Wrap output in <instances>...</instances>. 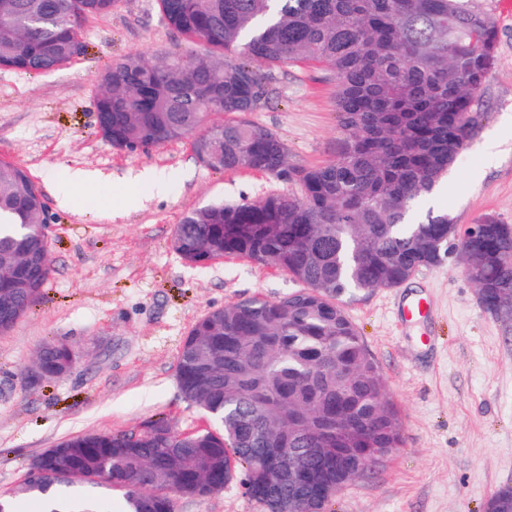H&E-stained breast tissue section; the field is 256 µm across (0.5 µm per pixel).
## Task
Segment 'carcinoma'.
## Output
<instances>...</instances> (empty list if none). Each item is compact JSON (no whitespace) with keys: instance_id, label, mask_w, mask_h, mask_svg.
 <instances>
[{"instance_id":"cac0c4a2","label":"carcinoma","mask_w":512,"mask_h":512,"mask_svg":"<svg viewBox=\"0 0 512 512\" xmlns=\"http://www.w3.org/2000/svg\"><path fill=\"white\" fill-rule=\"evenodd\" d=\"M120 0H0V66L38 75L83 54L82 25ZM186 40L152 60L130 53L96 77V128L113 148L147 151L191 138L215 171L262 172L292 185L251 202L212 201L184 213L173 248L187 263L235 256L275 266L304 284L276 301L253 296L213 309L180 347L183 398L215 424L181 433L164 418L141 433L82 434L0 498L42 512H107L114 491L128 512L148 501L175 512L174 495L205 496L251 479L265 448L301 468L324 454L356 471L336 430L367 436L393 455L403 424L347 314L395 288L460 243L475 283L512 290V232L474 235L448 212L418 207L448 176L482 126L478 100L497 64V26L471 0H157ZM306 63L336 79L339 137L332 159L288 162V147L249 115L268 102L271 71ZM208 115L214 120H205ZM45 195L0 159V334L37 302L51 268ZM24 267V281L12 279ZM69 355L37 353L49 375ZM135 448L148 452L143 460ZM112 471V485L85 479ZM289 512L302 505L275 477Z\"/></svg>"}]
</instances>
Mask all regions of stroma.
Segmentation results:
<instances>
[{
	"label": "stroma",
	"instance_id": "stroma-1",
	"mask_svg": "<svg viewBox=\"0 0 512 512\" xmlns=\"http://www.w3.org/2000/svg\"><path fill=\"white\" fill-rule=\"evenodd\" d=\"M498 29V62L479 103L486 119L450 168L435 208L456 224L490 216L512 225V0H478ZM85 54L31 75L0 68V158L23 166L43 190L50 216L52 275L40 299L0 335V492L16 489L31 460L62 438L138 432L157 417L181 432L211 427L176 380L180 345L209 310L252 296L275 301L300 290L288 273L243 258L203 267L172 245L175 224L214 200L255 201L283 182L249 170L216 172L187 140L124 152L95 126L96 75L139 52L182 43L156 0H122L90 18ZM271 99L253 121L276 132L295 167L332 158L338 137L336 80L321 68L275 70ZM496 141L497 153L484 147ZM70 168L106 184L67 185ZM167 174L169 193L151 197L133 177ZM427 299V318L404 307ZM400 411L404 442L385 465L353 482L324 512H486L512 487V321L487 312L457 255L420 269L403 285L349 307ZM48 342L78 351L73 370L32 386L24 370ZM176 512H266L238 483L202 497L180 496Z\"/></svg>",
	"mask_w": 512,
	"mask_h": 512
}]
</instances>
